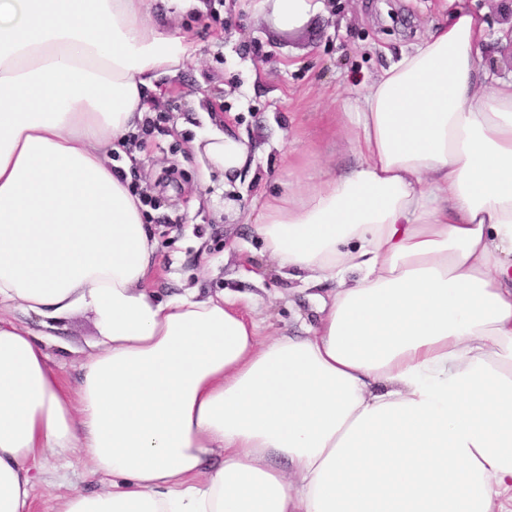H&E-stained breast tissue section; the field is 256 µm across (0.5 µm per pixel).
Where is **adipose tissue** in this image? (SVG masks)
Listing matches in <instances>:
<instances>
[{
  "mask_svg": "<svg viewBox=\"0 0 512 512\" xmlns=\"http://www.w3.org/2000/svg\"><path fill=\"white\" fill-rule=\"evenodd\" d=\"M203 0H0V512H30L46 455L101 488L53 512H512V79L484 13L444 15L351 104L356 161L261 203L268 256L335 281L305 334L234 300L157 299L156 237L113 154L198 45ZM281 30L323 0H251ZM204 172L249 148L204 117ZM98 337L70 391L47 346ZM498 38L494 41L492 45L491 51L488 56H491L492 53H495V57H493V72L500 77L508 78L512 75V60H511V49L510 44L512 45V29L510 32V41L509 37L507 41L502 40L500 42Z\"/></svg>",
  "mask_w": 512,
  "mask_h": 512,
  "instance_id": "1",
  "label": "adipose tissue"
}]
</instances>
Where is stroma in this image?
<instances>
[{
    "instance_id": "stroma-1",
    "label": "stroma",
    "mask_w": 512,
    "mask_h": 512,
    "mask_svg": "<svg viewBox=\"0 0 512 512\" xmlns=\"http://www.w3.org/2000/svg\"><path fill=\"white\" fill-rule=\"evenodd\" d=\"M236 0H206L203 12L182 14L178 27L201 57L177 80L161 79L152 110L160 125L146 136L133 180L158 206L149 217L158 234L161 265L150 286L159 298L197 289L222 292L254 310L263 333L300 330L316 318L315 295L285 278L253 231L259 203L275 188L292 189L355 161L346 133L348 104L363 82L396 61L442 15L441 0H326V10L302 28L279 31L270 19L237 9ZM249 146L253 172L241 181L203 182L187 144L201 126V109ZM69 350L49 348L69 389L97 335L91 312L73 313L59 332ZM38 485L31 512H51L56 497L93 493L100 483L88 463L59 468Z\"/></svg>"
}]
</instances>
